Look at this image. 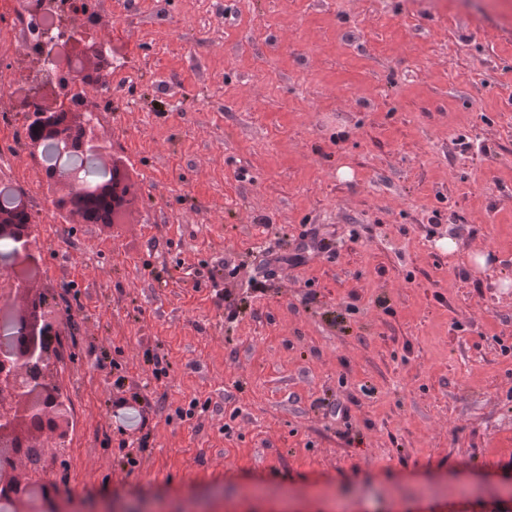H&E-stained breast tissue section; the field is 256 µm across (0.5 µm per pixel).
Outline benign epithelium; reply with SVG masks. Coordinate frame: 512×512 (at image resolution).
Here are the masks:
<instances>
[{
    "instance_id": "benign-epithelium-1",
    "label": "benign epithelium",
    "mask_w": 512,
    "mask_h": 512,
    "mask_svg": "<svg viewBox=\"0 0 512 512\" xmlns=\"http://www.w3.org/2000/svg\"><path fill=\"white\" fill-rule=\"evenodd\" d=\"M40 13L58 18L54 26L39 28L30 75L14 98V111L27 116L33 148L51 149L55 163L43 170L44 181L56 189L57 211H69V194L82 188L90 198L105 199L106 183L88 179L78 159L105 161L108 149L98 131L92 109L69 105L86 85L99 93L109 90L112 47L99 34L100 16L93 0H36ZM37 220L26 207L0 208V311L13 316V329L24 337L19 348H0V497L12 499L13 512H32L29 489L41 485L42 512H72L62 507L48 484L24 462V451L42 456L49 446L65 454L69 407L53 368L58 349L59 312L45 296L32 292L25 270L36 269L42 253L36 235Z\"/></svg>"
}]
</instances>
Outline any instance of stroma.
Wrapping results in <instances>:
<instances>
[{
    "label": "stroma",
    "mask_w": 512,
    "mask_h": 512,
    "mask_svg": "<svg viewBox=\"0 0 512 512\" xmlns=\"http://www.w3.org/2000/svg\"><path fill=\"white\" fill-rule=\"evenodd\" d=\"M99 9L139 201L37 225L76 407L47 480L77 512H512V0Z\"/></svg>",
    "instance_id": "stroma-1"
}]
</instances>
